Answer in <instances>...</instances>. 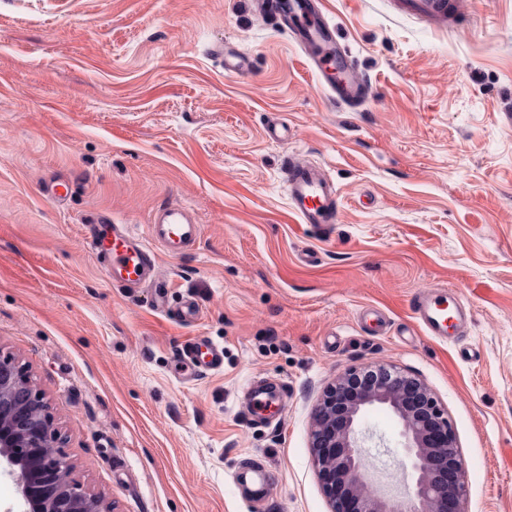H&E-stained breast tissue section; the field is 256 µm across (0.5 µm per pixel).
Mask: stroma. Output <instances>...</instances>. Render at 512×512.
I'll return each instance as SVG.
<instances>
[{
	"label": "stroma",
	"mask_w": 512,
	"mask_h": 512,
	"mask_svg": "<svg viewBox=\"0 0 512 512\" xmlns=\"http://www.w3.org/2000/svg\"><path fill=\"white\" fill-rule=\"evenodd\" d=\"M432 24L401 0H322L371 85L333 102L304 50L249 0H0V353L24 366L71 477L112 512H330L312 414L344 370L390 365L445 408L466 463L465 512H512V0H454ZM232 42L247 76L211 47ZM284 122L288 138H267ZM295 154L340 194L330 239L297 224L281 169ZM68 186L65 201L45 184ZM194 211L201 238L162 257L168 306L109 286L83 245L102 215L143 228ZM446 286L469 336L442 341L409 302ZM389 332H366L371 314ZM224 370L186 383L188 338ZM286 385L276 423L245 415L246 387ZM374 483L408 502L389 411L365 416ZM267 462L262 502L235 477Z\"/></svg>",
	"instance_id": "stroma-1"
}]
</instances>
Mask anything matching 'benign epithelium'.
Masks as SVG:
<instances>
[{
  "label": "benign epithelium",
  "mask_w": 512,
  "mask_h": 512,
  "mask_svg": "<svg viewBox=\"0 0 512 512\" xmlns=\"http://www.w3.org/2000/svg\"><path fill=\"white\" fill-rule=\"evenodd\" d=\"M387 408L401 425L414 480L405 511L368 477L361 419ZM57 432L43 397L23 368L0 357V463L13 476L27 512H107L78 483L60 479ZM313 464L331 512H464L465 462L445 411L420 379L393 367H352L324 392L312 418Z\"/></svg>",
  "instance_id": "obj_1"
}]
</instances>
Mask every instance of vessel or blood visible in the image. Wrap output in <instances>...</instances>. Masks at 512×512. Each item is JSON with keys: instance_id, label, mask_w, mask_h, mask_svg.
Returning <instances> with one entry per match:
<instances>
[{"instance_id": "obj_1", "label": "vessel or blood", "mask_w": 512, "mask_h": 512, "mask_svg": "<svg viewBox=\"0 0 512 512\" xmlns=\"http://www.w3.org/2000/svg\"><path fill=\"white\" fill-rule=\"evenodd\" d=\"M253 3L257 14L272 19L307 50V63L317 73L329 98L337 104L355 107L370 97L369 86L358 77L340 50L336 32L325 20L318 0H253ZM211 52L223 59L225 73L238 76L249 73L246 57L230 44L218 43ZM282 168L288 185L289 207L298 224L330 238L339 222V194L333 180L319 166L295 155L285 156ZM201 234V225L186 207L166 203L153 212L141 232L109 218L86 225L85 244L110 285L129 291L153 289L155 304L160 307L165 303L168 288L161 271V256L182 255ZM410 309L426 335L442 340L449 332L465 328L471 320L470 312L452 304L447 290L441 286L414 294ZM177 362L183 375L191 380L217 374L224 366V348L198 336L182 346ZM283 397V392L253 386L248 412L262 417L272 403Z\"/></svg>"}]
</instances>
